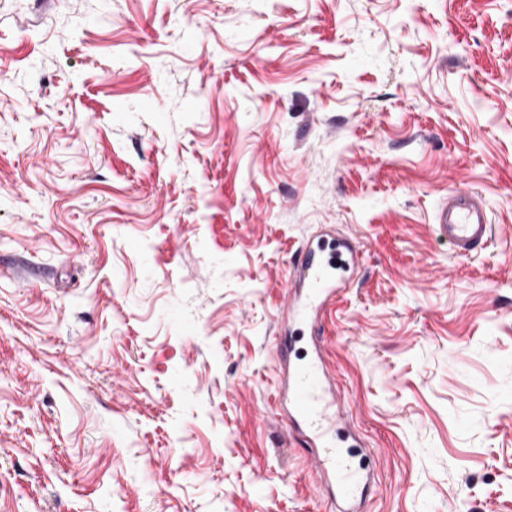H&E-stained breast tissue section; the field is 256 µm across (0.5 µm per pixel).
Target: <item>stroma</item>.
I'll return each instance as SVG.
<instances>
[{"mask_svg":"<svg viewBox=\"0 0 512 512\" xmlns=\"http://www.w3.org/2000/svg\"><path fill=\"white\" fill-rule=\"evenodd\" d=\"M322 226L360 512H512V0H0V512H336L272 408ZM433 231L459 258L487 249L492 238L489 211L482 195L467 188L448 191L433 216Z\"/></svg>","mask_w":512,"mask_h":512,"instance_id":"35a3bbf8","label":"stroma"}]
</instances>
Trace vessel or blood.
<instances>
[{
    "mask_svg": "<svg viewBox=\"0 0 512 512\" xmlns=\"http://www.w3.org/2000/svg\"><path fill=\"white\" fill-rule=\"evenodd\" d=\"M433 231L457 257L487 249L492 226L484 197L467 188L450 190L434 213ZM361 262L362 252L352 240L328 230L308 239L286 282L288 300L279 314L280 323L303 327L313 353L300 361L293 357V346L279 347L275 401L289 426L306 436L313 468L335 490L337 512H355L363 474L336 445L348 422L336 410L341 396L325 362L322 323L348 286L334 267Z\"/></svg>",
    "mask_w": 512,
    "mask_h": 512,
    "instance_id": "b4317fda",
    "label": "vessel or blood"
}]
</instances>
